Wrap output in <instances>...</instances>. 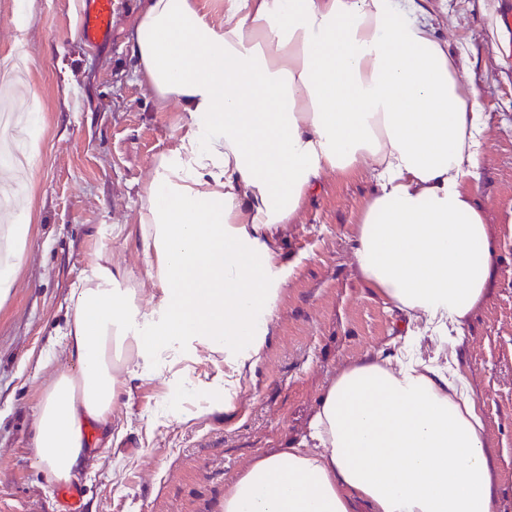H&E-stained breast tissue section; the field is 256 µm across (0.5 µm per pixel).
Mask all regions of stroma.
Returning <instances> with one entry per match:
<instances>
[{"label": "stroma", "instance_id": "obj_1", "mask_svg": "<svg viewBox=\"0 0 512 512\" xmlns=\"http://www.w3.org/2000/svg\"><path fill=\"white\" fill-rule=\"evenodd\" d=\"M81 0H34L17 27V0H0V61L21 56L18 101L35 95L39 140L30 174L11 183L30 224L11 296L0 303V512H61L58 484L33 458L36 409L58 370L70 288L106 248L144 277L133 241L115 225L138 220V191L161 151L176 145V112L155 111L127 50L138 0H114L110 38L80 34ZM437 36L466 55V79L488 114L471 180L496 248L487 295L458 345L457 369L480 398L499 489L512 512V0H429ZM370 174L329 173L294 223L282 255L295 265L273 333L252 374L235 380L224 357L185 346L161 375L133 381L112 437L76 468L84 512H217L224 489L256 457L304 435L341 370L369 351L397 352L403 315L356 275L355 233ZM190 385H183V378ZM235 380L236 409L205 411L206 393Z\"/></svg>", "mask_w": 512, "mask_h": 512}]
</instances>
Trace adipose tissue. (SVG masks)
<instances>
[{"mask_svg": "<svg viewBox=\"0 0 512 512\" xmlns=\"http://www.w3.org/2000/svg\"><path fill=\"white\" fill-rule=\"evenodd\" d=\"M423 0H141L127 40L156 111L182 135L140 191V247L156 297L106 250L70 291L64 354L37 407L36 462L66 482L128 380L160 374L176 343L252 369L291 269L278 228L325 174L375 181L358 223V277L430 335L463 329L487 295L495 249L467 188L487 115ZM25 210L0 225V301L24 259ZM497 512L498 487L469 380L432 359L364 355L333 378L301 438L224 489L219 512Z\"/></svg>", "mask_w": 512, "mask_h": 512, "instance_id": "obj_1", "label": "adipose tissue"}]
</instances>
